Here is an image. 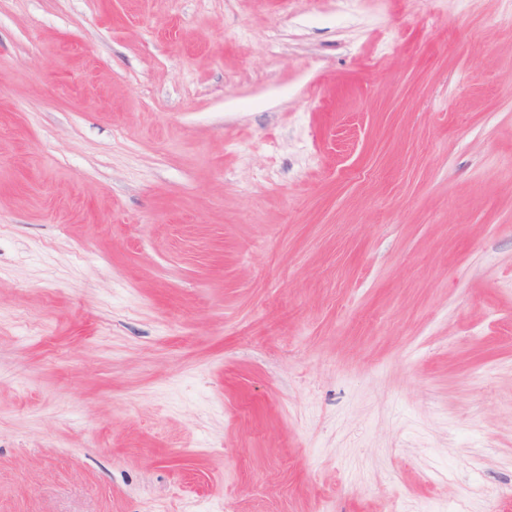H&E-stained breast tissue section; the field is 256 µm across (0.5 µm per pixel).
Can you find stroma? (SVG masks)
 Returning a JSON list of instances; mask_svg holds the SVG:
<instances>
[{
    "mask_svg": "<svg viewBox=\"0 0 512 512\" xmlns=\"http://www.w3.org/2000/svg\"><path fill=\"white\" fill-rule=\"evenodd\" d=\"M506 0H0V512H512Z\"/></svg>",
    "mask_w": 512,
    "mask_h": 512,
    "instance_id": "1",
    "label": "stroma"
}]
</instances>
